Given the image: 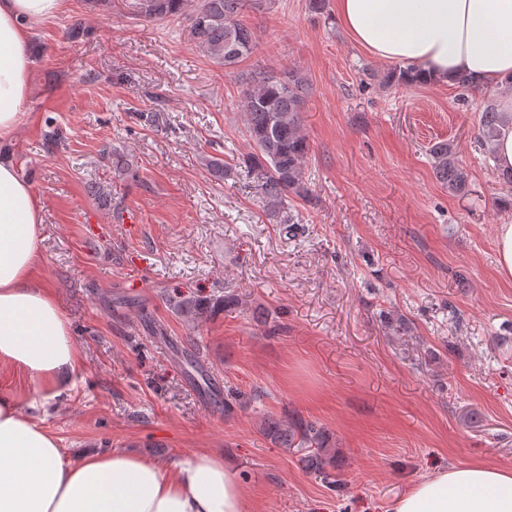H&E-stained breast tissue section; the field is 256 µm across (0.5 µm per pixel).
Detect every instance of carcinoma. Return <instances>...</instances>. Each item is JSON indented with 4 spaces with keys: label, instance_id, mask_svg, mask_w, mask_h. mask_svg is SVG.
I'll return each mask as SVG.
<instances>
[{
    "label": "carcinoma",
    "instance_id": "cac0c4a2",
    "mask_svg": "<svg viewBox=\"0 0 512 512\" xmlns=\"http://www.w3.org/2000/svg\"><path fill=\"white\" fill-rule=\"evenodd\" d=\"M251 6L253 0H143L142 13L149 19L163 20L187 12L192 38L198 47L230 70L258 50L253 30L242 20L244 11ZM383 80L404 85L425 82L416 66L390 72ZM244 84L240 108L253 149L244 159V166L249 173H261L266 206L280 209L291 195L309 198L310 191L303 181V167L309 154V142L302 130L306 79L295 69L275 74L259 67L247 75ZM506 123V113L498 111L494 100L486 101L477 134L486 159L495 158V140ZM429 154L435 178L442 186L455 195H469L470 175L454 149L439 142L431 146ZM231 303L232 299L226 296L213 305L198 299L187 304L181 302L178 307L185 306L188 312L202 317L213 307H228ZM262 431L277 446L297 455L307 471L327 479L336 469L338 452L329 443V433L317 422L300 416L268 415L264 417Z\"/></svg>",
    "mask_w": 512,
    "mask_h": 512
}]
</instances>
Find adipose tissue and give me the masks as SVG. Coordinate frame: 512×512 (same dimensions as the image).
Segmentation results:
<instances>
[{
	"label": "adipose tissue",
	"instance_id": "1",
	"mask_svg": "<svg viewBox=\"0 0 512 512\" xmlns=\"http://www.w3.org/2000/svg\"><path fill=\"white\" fill-rule=\"evenodd\" d=\"M336 19L369 55L415 64L433 81L466 73L512 112V0H336ZM64 0H0V366L37 378V397L0 390V512H251L224 458L169 466L118 450L64 457L37 413L67 389L81 357L53 289L37 278L43 202L10 157L31 93L33 30ZM391 512H512V471L453 465Z\"/></svg>",
	"mask_w": 512,
	"mask_h": 512
}]
</instances>
